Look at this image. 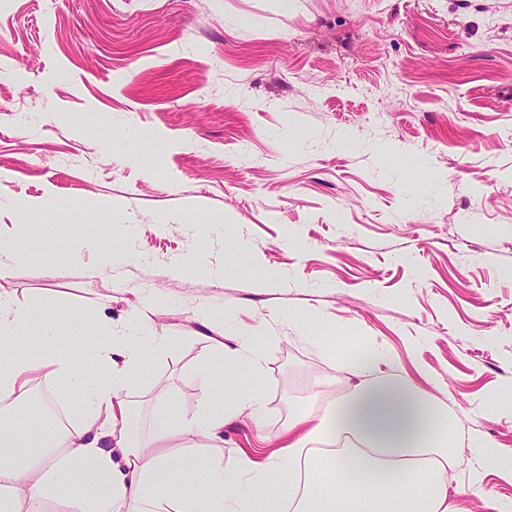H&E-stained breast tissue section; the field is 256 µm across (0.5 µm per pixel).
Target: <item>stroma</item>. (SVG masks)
<instances>
[{"label":"stroma","instance_id":"obj_1","mask_svg":"<svg viewBox=\"0 0 512 512\" xmlns=\"http://www.w3.org/2000/svg\"><path fill=\"white\" fill-rule=\"evenodd\" d=\"M22 200L45 215L19 239ZM19 248L0 294L84 316L51 349L140 339V437L158 391L207 401L209 337L263 359L223 389L261 393L228 465L373 348L458 441L455 512H512V412L486 405L512 391V0H0V261Z\"/></svg>","mask_w":512,"mask_h":512}]
</instances>
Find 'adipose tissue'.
Here are the masks:
<instances>
[{
  "mask_svg": "<svg viewBox=\"0 0 512 512\" xmlns=\"http://www.w3.org/2000/svg\"><path fill=\"white\" fill-rule=\"evenodd\" d=\"M41 310L0 296V409L18 406L30 390L61 382L67 397L64 425L48 427L42 411L0 420V512H332L316 478L329 471L348 512H451L448 469L455 443L441 433L421 391L407 378L374 373L353 360V386L323 411L289 421L287 441L263 460L177 453L185 436L218 438L238 412L256 410L258 394L197 412H180L159 395L157 429L136 439L125 397L143 374L138 339L99 337L94 356L44 351L24 336ZM352 437L381 458L346 448L324 461L305 459L306 448L327 434ZM201 479L200 489L173 493L174 483ZM222 495H212L214 487Z\"/></svg>",
  "mask_w": 512,
  "mask_h": 512,
  "instance_id": "obj_1",
  "label": "adipose tissue"
}]
</instances>
